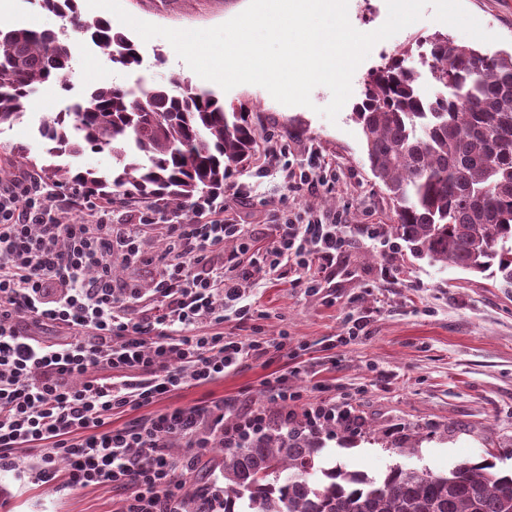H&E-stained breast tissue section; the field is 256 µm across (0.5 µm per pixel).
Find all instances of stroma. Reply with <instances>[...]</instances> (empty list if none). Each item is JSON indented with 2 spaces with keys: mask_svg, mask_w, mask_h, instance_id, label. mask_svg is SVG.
Masks as SVG:
<instances>
[{
  "mask_svg": "<svg viewBox=\"0 0 512 512\" xmlns=\"http://www.w3.org/2000/svg\"><path fill=\"white\" fill-rule=\"evenodd\" d=\"M121 2L135 18L172 29L212 28L248 4ZM463 5L485 31L496 34V41L476 43L435 21L433 8H425L422 19L373 47L356 69L352 95L333 122L318 113L331 100L323 86L312 91V107L286 106L257 85L242 84L226 92L217 84H205L189 66L172 69L169 59L175 50L161 37L137 41L141 63L133 69L112 65L90 42H76L66 86L39 87L24 120L0 127V176L40 173L39 126L92 88L105 82L134 87L180 79L250 114L258 133L256 151L249 165L226 182L224 205L229 217L249 225L256 236L271 240L273 216L286 210L345 213L352 234L361 224H392L389 201L370 171L362 130L352 112L364 96L369 73L400 51L407 54L406 66L418 73L421 92H439L424 53L427 39L435 35L489 52L512 49V0H463ZM0 22L35 31L64 27L60 17L33 0H12ZM273 145L282 148L283 160L297 167L305 164L310 151L321 152L336 170L334 189L295 193L281 176H259ZM20 146L29 148L30 162L18 158ZM296 277L285 269L271 276L255 274L244 300L261 310V318L245 324L231 314L224 319L225 334L242 340L287 336V351L252 356L223 378L120 415L119 423L217 399L263 405L265 380L284 375L308 401L334 397L364 418L365 431L354 444L336 435L325 440V456L347 469L377 476L401 463L445 473L461 460L485 457L499 470H512V288L499 287L479 273L414 257L399 239L383 251L359 240L339 259L334 279L319 294L295 287ZM354 316L365 317L368 336L330 348V339L344 333ZM305 363L311 372L294 375V367ZM402 446L408 454H399ZM122 499V493L105 486L72 490L41 483L24 469L0 476V512H121Z\"/></svg>",
  "mask_w": 512,
  "mask_h": 512,
  "instance_id": "stroma-1",
  "label": "stroma"
}]
</instances>
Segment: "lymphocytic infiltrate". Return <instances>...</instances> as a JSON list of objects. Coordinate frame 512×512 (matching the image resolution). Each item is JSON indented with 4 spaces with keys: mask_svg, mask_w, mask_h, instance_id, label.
<instances>
[{
    "mask_svg": "<svg viewBox=\"0 0 512 512\" xmlns=\"http://www.w3.org/2000/svg\"><path fill=\"white\" fill-rule=\"evenodd\" d=\"M279 169L293 191L331 186L336 173L320 153L306 166ZM54 190L22 172L0 179V472L17 470L15 449L34 451L37 481L108 486L124 492L121 512H182L179 471L170 440L189 448L234 444L263 430L266 409L222 399L176 407L131 424L114 416L171 392L211 382L259 348L224 333V313L242 322L258 310L243 303L255 273L300 270L295 284L319 293L351 242L344 213L276 218L272 240L259 244L244 225L206 199L196 219L179 222L146 207L134 223L112 221L113 201L96 199L97 223H63ZM165 242L149 291L115 277V264L136 263ZM236 242L225 253V242ZM318 276H308V269ZM56 329L46 337L42 328ZM280 411L302 407L309 426L335 422L346 403H310L280 376L266 383Z\"/></svg>",
    "mask_w": 512,
    "mask_h": 512,
    "instance_id": "f902f5d3",
    "label": "lymphocytic infiltrate"
}]
</instances>
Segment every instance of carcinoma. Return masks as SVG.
<instances>
[{
  "label": "carcinoma",
  "instance_id": "cac0c4a2",
  "mask_svg": "<svg viewBox=\"0 0 512 512\" xmlns=\"http://www.w3.org/2000/svg\"><path fill=\"white\" fill-rule=\"evenodd\" d=\"M36 2L70 29L0 23V126L23 120L36 86L66 80L78 39L119 67L140 64L134 42L102 18H85L77 0ZM428 45L442 93H420L403 52L369 74L354 116L370 170L393 206L392 232L415 255L488 271L512 288V51L484 52L439 35ZM41 135L51 156L76 157L87 147L112 154L108 176L69 167L46 173L58 186L134 191L176 213L223 196L224 182L257 145L248 113L176 79L101 84ZM323 448L318 433L281 417L222 448L224 512H512V472L495 471L487 458L462 460L446 474L396 464L371 477L318 466ZM209 493L203 485L186 498V512H208Z\"/></svg>",
  "mask_w": 512,
  "mask_h": 512
}]
</instances>
